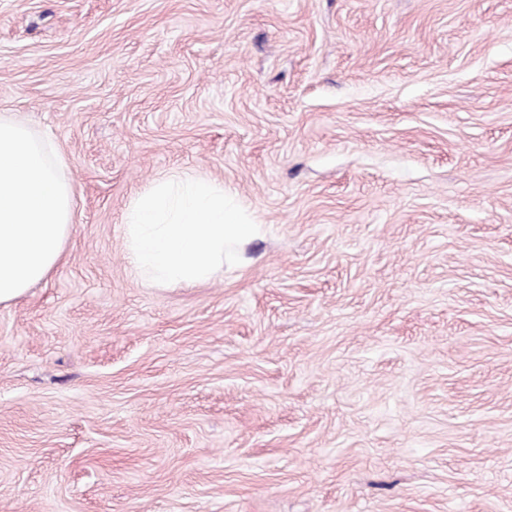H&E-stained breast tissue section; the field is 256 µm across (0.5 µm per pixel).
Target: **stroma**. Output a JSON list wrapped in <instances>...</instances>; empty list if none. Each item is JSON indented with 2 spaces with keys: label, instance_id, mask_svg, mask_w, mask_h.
Listing matches in <instances>:
<instances>
[{
  "label": "stroma",
  "instance_id": "stroma-1",
  "mask_svg": "<svg viewBox=\"0 0 512 512\" xmlns=\"http://www.w3.org/2000/svg\"><path fill=\"white\" fill-rule=\"evenodd\" d=\"M66 258L0 304V512H512V0H0ZM249 262L126 259L156 180Z\"/></svg>",
  "mask_w": 512,
  "mask_h": 512
}]
</instances>
